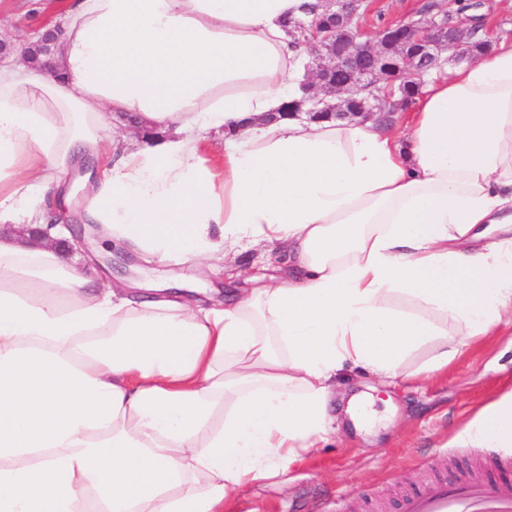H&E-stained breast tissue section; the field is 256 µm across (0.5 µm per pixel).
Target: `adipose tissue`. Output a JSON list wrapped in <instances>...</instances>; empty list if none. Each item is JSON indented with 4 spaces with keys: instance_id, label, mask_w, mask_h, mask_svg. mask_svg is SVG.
<instances>
[{
    "instance_id": "obj_1",
    "label": "adipose tissue",
    "mask_w": 512,
    "mask_h": 512,
    "mask_svg": "<svg viewBox=\"0 0 512 512\" xmlns=\"http://www.w3.org/2000/svg\"><path fill=\"white\" fill-rule=\"evenodd\" d=\"M303 3L62 0L55 73L11 40L0 225L45 223L90 156L86 222L201 270L266 242L290 272L208 308L137 301L0 232V512H224L324 440L344 366L393 380L435 341L424 369L446 368L449 332L512 308V37L428 77L401 132L270 122L310 58Z\"/></svg>"
}]
</instances>
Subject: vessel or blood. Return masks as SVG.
I'll list each match as a JSON object with an SVG mask.
<instances>
[{
	"label": "vessel or blood",
	"instance_id": "b4317fda",
	"mask_svg": "<svg viewBox=\"0 0 512 512\" xmlns=\"http://www.w3.org/2000/svg\"><path fill=\"white\" fill-rule=\"evenodd\" d=\"M512 470V457L496 456L477 480H436L408 495L403 512H512V496L497 487L496 476Z\"/></svg>",
	"mask_w": 512,
	"mask_h": 512
}]
</instances>
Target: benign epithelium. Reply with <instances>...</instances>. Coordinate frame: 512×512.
<instances>
[{"instance_id": "1", "label": "benign epithelium", "mask_w": 512, "mask_h": 512, "mask_svg": "<svg viewBox=\"0 0 512 512\" xmlns=\"http://www.w3.org/2000/svg\"><path fill=\"white\" fill-rule=\"evenodd\" d=\"M366 0H317L318 22L309 27L303 21L294 24L295 33L313 46V78L304 83L305 99L324 107L310 112L312 119L345 113L324 101V96L339 91L336 73L348 75L342 89L354 95L368 86L386 83L387 97L404 90L407 80L430 70H442L448 60L470 61L471 34L448 20V0H432L430 10H420L417 18L386 24L365 36L362 28L349 27Z\"/></svg>"}]
</instances>
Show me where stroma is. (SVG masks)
I'll return each instance as SVG.
<instances>
[{
  "instance_id": "35a3bbf8",
  "label": "stroma",
  "mask_w": 512,
  "mask_h": 512,
  "mask_svg": "<svg viewBox=\"0 0 512 512\" xmlns=\"http://www.w3.org/2000/svg\"><path fill=\"white\" fill-rule=\"evenodd\" d=\"M42 19L34 0H0V27L6 30L29 38ZM237 264V270L219 267L202 277L191 261L175 255L158 266L138 261L135 271L147 287L175 284L182 298L204 306L288 271L285 254L259 249L239 256ZM434 352L431 343L414 352L397 384L387 388L359 369H341L338 397L329 405L328 441L283 478L236 491L230 512H402L415 488L511 454V442L487 445L470 440L466 431L483 409L512 402V321L475 338L446 370L421 373ZM353 393L373 395V426L361 425L342 404Z\"/></svg>"
}]
</instances>
